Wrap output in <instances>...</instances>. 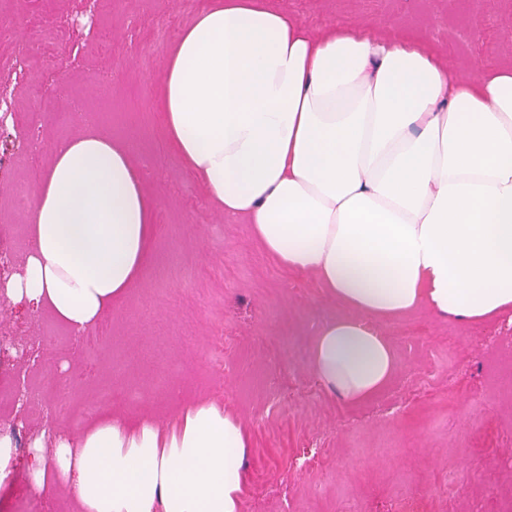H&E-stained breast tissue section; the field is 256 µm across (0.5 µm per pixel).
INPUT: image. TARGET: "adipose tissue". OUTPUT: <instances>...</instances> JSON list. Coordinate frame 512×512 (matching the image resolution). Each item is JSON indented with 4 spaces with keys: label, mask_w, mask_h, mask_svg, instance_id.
I'll return each instance as SVG.
<instances>
[{
    "label": "adipose tissue",
    "mask_w": 512,
    "mask_h": 512,
    "mask_svg": "<svg viewBox=\"0 0 512 512\" xmlns=\"http://www.w3.org/2000/svg\"><path fill=\"white\" fill-rule=\"evenodd\" d=\"M155 106L225 222L338 306L311 370L347 405L395 373L383 324L512 323V65L457 79L414 31L314 32L265 0H210L167 49ZM156 209L130 139L81 123L52 144L10 292L84 333L153 265ZM250 446L235 412L196 400L167 440L103 414L53 468L79 512H243Z\"/></svg>",
    "instance_id": "adipose-tissue-1"
}]
</instances>
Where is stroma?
I'll list each match as a JSON object with an SVG mask.
<instances>
[{
    "label": "stroma",
    "mask_w": 512,
    "mask_h": 512,
    "mask_svg": "<svg viewBox=\"0 0 512 512\" xmlns=\"http://www.w3.org/2000/svg\"><path fill=\"white\" fill-rule=\"evenodd\" d=\"M206 0H104V38L70 28L78 0H0V53L37 52L10 78L15 117L0 129V245L23 257L34 184L32 145L77 130L76 113L137 140L155 195L158 266L143 287L87 333L0 298L26 353L0 355V389L37 371L55 386L42 418L25 422L0 512L60 505L65 487L37 492L34 448L79 439L95 412L174 420L183 394L209 397L247 423L244 512H512V324H470L416 311L385 325L397 371L376 398L348 406L310 370L316 326L334 314L310 275L284 269L228 224L167 153L154 92L165 49ZM309 28L370 24L426 34L452 76L512 59V0H269Z\"/></svg>",
    "instance_id": "obj_1"
}]
</instances>
